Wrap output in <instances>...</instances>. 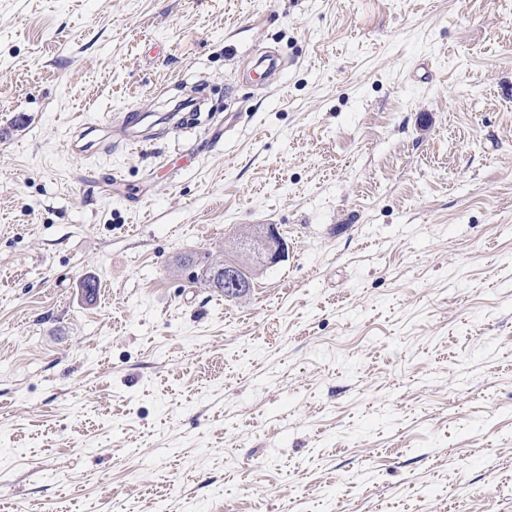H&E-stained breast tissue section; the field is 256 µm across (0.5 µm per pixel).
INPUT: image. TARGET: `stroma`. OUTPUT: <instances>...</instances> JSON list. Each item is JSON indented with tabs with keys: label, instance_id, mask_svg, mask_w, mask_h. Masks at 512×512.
Wrapping results in <instances>:
<instances>
[{
	"label": "stroma",
	"instance_id": "1",
	"mask_svg": "<svg viewBox=\"0 0 512 512\" xmlns=\"http://www.w3.org/2000/svg\"><path fill=\"white\" fill-rule=\"evenodd\" d=\"M0 512H512V0H0ZM225 266L236 267L243 284L248 288V276L245 273V268L237 263H231L224 260L216 261L214 266L210 268L213 270V274H211L212 283L216 288L224 291L225 296L231 295L224 289V286H226L227 290L232 293H242L245 286L239 281L236 271L232 268H224Z\"/></svg>",
	"mask_w": 512,
	"mask_h": 512
}]
</instances>
